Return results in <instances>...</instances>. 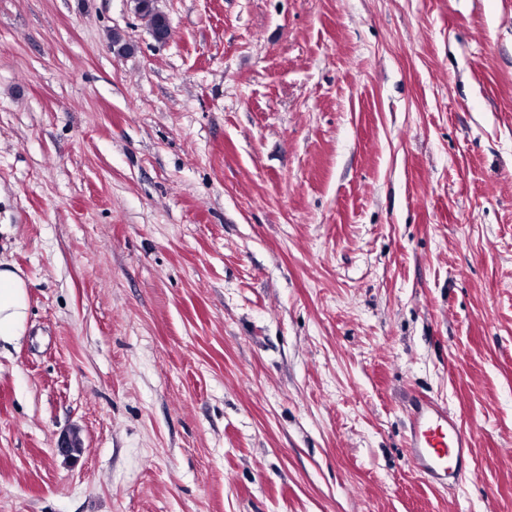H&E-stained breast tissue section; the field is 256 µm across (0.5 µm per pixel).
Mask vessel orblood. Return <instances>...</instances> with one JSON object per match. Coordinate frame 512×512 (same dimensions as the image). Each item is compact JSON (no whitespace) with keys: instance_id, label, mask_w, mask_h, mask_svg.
I'll return each instance as SVG.
<instances>
[{"instance_id":"b4317fda","label":"vessel or blood","mask_w":512,"mask_h":512,"mask_svg":"<svg viewBox=\"0 0 512 512\" xmlns=\"http://www.w3.org/2000/svg\"><path fill=\"white\" fill-rule=\"evenodd\" d=\"M471 442L470 432L452 411L427 401L412 419L409 459L431 483L445 486L465 476Z\"/></svg>"}]
</instances>
